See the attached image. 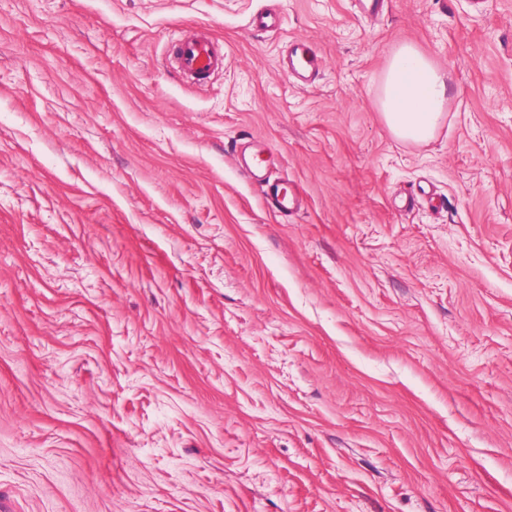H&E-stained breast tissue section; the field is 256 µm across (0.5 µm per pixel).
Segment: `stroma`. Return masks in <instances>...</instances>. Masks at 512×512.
<instances>
[{
    "label": "stroma",
    "instance_id": "35a3bbf8",
    "mask_svg": "<svg viewBox=\"0 0 512 512\" xmlns=\"http://www.w3.org/2000/svg\"><path fill=\"white\" fill-rule=\"evenodd\" d=\"M404 44L449 74L425 143ZM0 512H512V0H0ZM172 55L177 73L194 84L203 85L224 70V51L201 33L180 38ZM279 66L288 77H297L301 84H313L320 75V60L308 41L293 38L282 51ZM379 101L384 120L395 137L428 142L451 103L448 72L413 46L402 45L392 53ZM238 164L245 171L256 175L257 172L265 171L273 164V156L266 143L253 142L238 154ZM263 196L267 207L281 218H290L302 209V201L294 186L284 180L263 179Z\"/></svg>",
    "mask_w": 512,
    "mask_h": 512
}]
</instances>
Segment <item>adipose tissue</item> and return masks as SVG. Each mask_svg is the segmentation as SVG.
Returning a JSON list of instances; mask_svg holds the SVG:
<instances>
[{
    "mask_svg": "<svg viewBox=\"0 0 512 512\" xmlns=\"http://www.w3.org/2000/svg\"><path fill=\"white\" fill-rule=\"evenodd\" d=\"M379 101L395 137L429 141L451 103L448 74L413 46H400L391 56Z\"/></svg>",
    "mask_w": 512,
    "mask_h": 512,
    "instance_id": "adipose-tissue-1",
    "label": "adipose tissue"
}]
</instances>
